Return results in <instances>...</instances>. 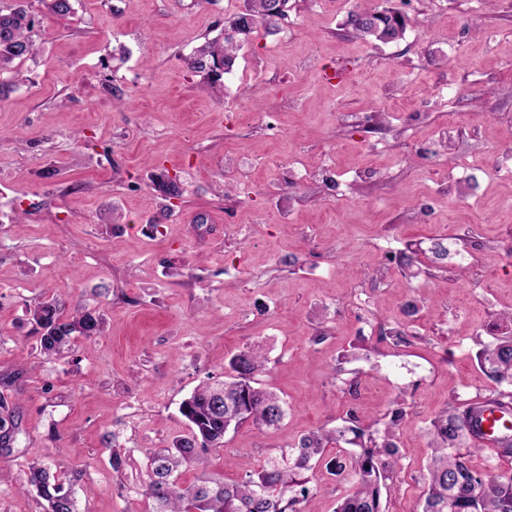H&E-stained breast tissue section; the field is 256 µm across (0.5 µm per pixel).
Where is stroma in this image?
<instances>
[{"label": "stroma", "mask_w": 512, "mask_h": 512, "mask_svg": "<svg viewBox=\"0 0 512 512\" xmlns=\"http://www.w3.org/2000/svg\"><path fill=\"white\" fill-rule=\"evenodd\" d=\"M27 5L38 52L0 74V374L20 375L0 512H44L20 489L34 459L80 512H152L151 454L246 348L288 415L229 430L181 485L240 480L312 430L351 414L380 428L400 404L382 504L417 512L426 430L492 394L475 353L512 312V0H288L213 90L186 58L241 0H74L66 20ZM385 8L406 17L397 42L347 24ZM412 244L424 272L408 279L391 258ZM64 291L106 329L48 360L27 307ZM354 483L315 467L303 512H336Z\"/></svg>", "instance_id": "35a3bbf8"}]
</instances>
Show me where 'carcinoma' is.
Listing matches in <instances>:
<instances>
[{
  "instance_id": "obj_1",
  "label": "carcinoma",
  "mask_w": 512,
  "mask_h": 512,
  "mask_svg": "<svg viewBox=\"0 0 512 512\" xmlns=\"http://www.w3.org/2000/svg\"><path fill=\"white\" fill-rule=\"evenodd\" d=\"M48 12L60 20L74 13L73 0H41ZM278 0H243L242 7L224 21L223 40L207 41L186 57L189 68L214 75L216 83L231 72L240 49L260 25L278 24L274 8ZM347 24L359 36L392 43L405 31L404 17L386 8L375 13L351 14ZM33 21L23 9L0 12V67L35 53L30 32ZM66 301L60 295L43 298L29 307L39 333L40 351L48 357L62 355L74 336L94 338L104 332L103 315L76 307L64 314ZM476 358L482 373L497 386H512V336L483 346ZM265 370V359L252 350H242L229 360L223 384H200L180 405L190 424V434L173 441L149 458L145 494L154 502L153 512H301L309 493L308 472L321 461L325 448L344 442L361 449L357 455L336 457L326 464L332 474L350 472L356 479L353 493L341 499L336 512H384L382 491L397 463L396 442L405 411L397 407L383 429L357 424L349 414L346 425L320 429L303 436L298 445L281 451L280 457L261 469L245 473L238 481H204L183 488L177 473L183 466L201 464L213 449L224 446L230 428L252 424L273 429L284 420L287 408L278 396L256 386V376ZM462 408L431 420L427 430L433 448L428 483L421 512H512V472L480 471L471 465L472 452L480 446L471 442L469 431L474 408ZM6 400L0 397V456L11 454L19 433L14 414L1 413ZM22 490L47 503V512H78L71 484L50 473L34 460L27 465Z\"/></svg>"
}]
</instances>
